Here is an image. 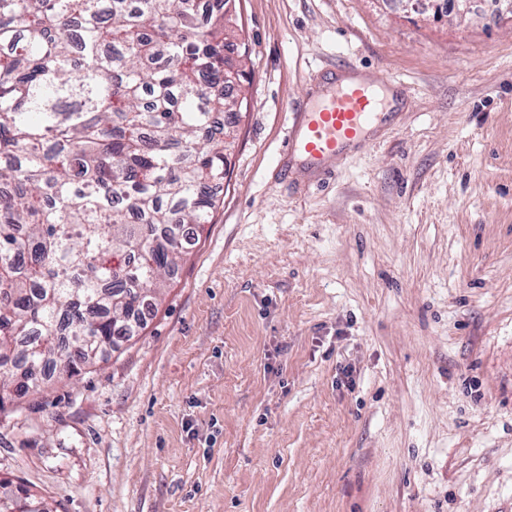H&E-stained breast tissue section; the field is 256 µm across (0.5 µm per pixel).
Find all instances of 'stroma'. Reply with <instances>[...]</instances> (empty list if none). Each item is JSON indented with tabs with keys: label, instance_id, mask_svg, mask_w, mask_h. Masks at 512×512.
<instances>
[{
	"label": "stroma",
	"instance_id": "1",
	"mask_svg": "<svg viewBox=\"0 0 512 512\" xmlns=\"http://www.w3.org/2000/svg\"><path fill=\"white\" fill-rule=\"evenodd\" d=\"M236 11L211 224L136 336L0 409V479L50 512H512V13ZM350 63L408 104L295 187L291 107Z\"/></svg>",
	"mask_w": 512,
	"mask_h": 512
}]
</instances>
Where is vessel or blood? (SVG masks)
<instances>
[{
    "label": "vessel or blood",
    "mask_w": 512,
    "mask_h": 512,
    "mask_svg": "<svg viewBox=\"0 0 512 512\" xmlns=\"http://www.w3.org/2000/svg\"><path fill=\"white\" fill-rule=\"evenodd\" d=\"M397 83L396 77L376 73L360 82L327 78L322 102L303 106L292 115L285 144L286 175L331 177L352 147L368 144L371 135L387 122L385 92Z\"/></svg>",
    "instance_id": "b4317fda"
}]
</instances>
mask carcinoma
<instances>
[{
	"instance_id": "obj_1",
	"label": "carcinoma",
	"mask_w": 512,
	"mask_h": 512,
	"mask_svg": "<svg viewBox=\"0 0 512 512\" xmlns=\"http://www.w3.org/2000/svg\"><path fill=\"white\" fill-rule=\"evenodd\" d=\"M201 0H0V407L96 364L197 245L248 40Z\"/></svg>"
}]
</instances>
